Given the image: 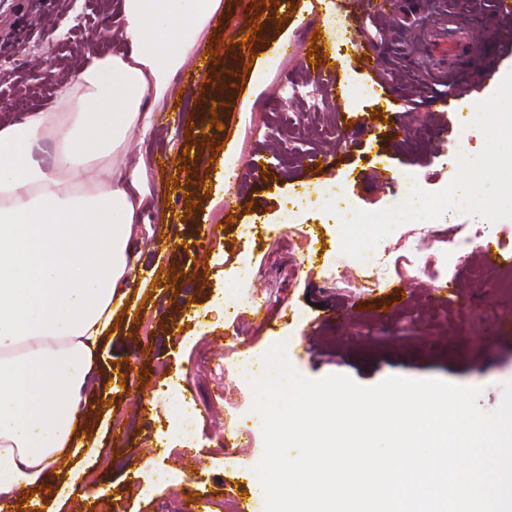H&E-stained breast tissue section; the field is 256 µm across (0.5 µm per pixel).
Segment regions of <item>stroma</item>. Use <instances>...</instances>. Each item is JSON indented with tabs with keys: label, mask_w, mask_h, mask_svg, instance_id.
I'll list each match as a JSON object with an SVG mask.
<instances>
[{
	"label": "stroma",
	"mask_w": 512,
	"mask_h": 512,
	"mask_svg": "<svg viewBox=\"0 0 512 512\" xmlns=\"http://www.w3.org/2000/svg\"><path fill=\"white\" fill-rule=\"evenodd\" d=\"M120 0H12L0 14V89L14 106L10 117L49 106L60 85L72 77L88 45L117 53L110 31L118 23ZM224 8L198 39L195 56L177 73L167 96L156 103L155 131L129 159L143 164L152 200L141 215L135 247L140 266L130 283L126 309L112 322L102 356L87 392L78 431L99 450L84 461V481L101 489L92 512H189L193 494L212 492L211 512H233L246 497L264 453L261 416L253 412L252 386L239 383L229 369L238 357L225 332L239 326L256 352L274 345L272 337L246 317L236 324L218 320L213 304L223 301L241 262L254 274L251 292L265 297L279 333L290 326L286 315L302 310L315 329L310 351L294 347L286 359L302 377L318 380L346 375L364 386L389 376L439 378L481 390L479 406L495 409L502 387L512 382V292L494 287L475 263L448 258L447 280L454 303L433 300L434 273L414 270L410 259L393 260L375 284L349 252L338 225L308 213L287 224V200L317 180L316 165L329 163L343 180L350 201L363 213L393 204L391 193L371 183V172L394 167L400 177L414 176L430 187L443 185L448 144L470 113L442 112L439 87L418 69L421 51L413 19H430L444 6L465 21L477 18L486 0H401L369 11L355 0H223ZM49 33L51 59L33 69L43 52L30 36L27 17ZM360 21L372 35L378 72L375 85L342 48L332 61L330 81L304 71L292 49L310 44L321 29L322 47L338 40V22ZM99 30L90 40L89 29ZM254 40H247V33ZM252 59L244 71V59ZM305 75L311 97L289 100L290 78ZM420 101L408 111L407 99ZM221 109H214L215 101ZM398 105L393 119L368 126L371 114ZM302 120L298 153L267 141L265 126L284 113ZM265 166L262 176H246L229 191L224 182L225 147ZM512 180V157L485 175L477 194L455 196L442 223L457 232L485 224L506 251H512V219H502L493 203ZM234 195L236 224H215L227 195ZM313 248L300 249L302 237ZM339 261L348 270L325 280L323 264ZM401 292H393V285ZM345 310L336 323L331 315ZM182 388L199 420L197 434L185 443L176 434L172 404L161 389L163 378ZM239 438L233 449L226 440ZM233 453V483L214 494L224 472V453ZM75 458L53 468L45 488L35 491L48 512H83L79 493L55 497ZM164 469L175 483L147 485V475Z\"/></svg>",
	"instance_id": "35a3bbf8"
}]
</instances>
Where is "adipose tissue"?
<instances>
[{"label":"adipose tissue","instance_id":"adipose-tissue-1","mask_svg":"<svg viewBox=\"0 0 512 512\" xmlns=\"http://www.w3.org/2000/svg\"><path fill=\"white\" fill-rule=\"evenodd\" d=\"M223 0H123L121 55L86 54L53 106L0 124V512L41 485L123 310L147 201L136 139Z\"/></svg>","mask_w":512,"mask_h":512}]
</instances>
